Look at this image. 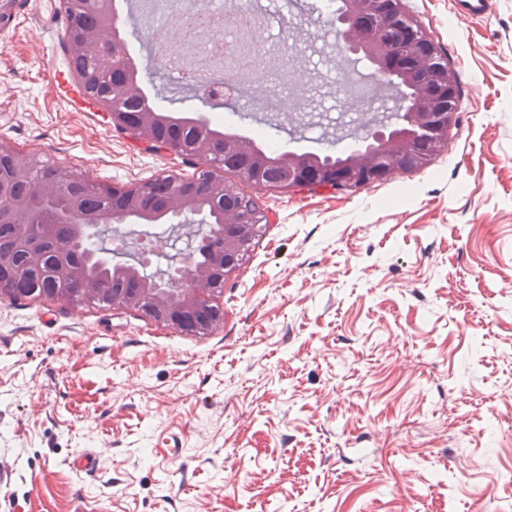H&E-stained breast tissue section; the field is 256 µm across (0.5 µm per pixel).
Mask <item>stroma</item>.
I'll use <instances>...</instances> for the list:
<instances>
[{
  "mask_svg": "<svg viewBox=\"0 0 512 512\" xmlns=\"http://www.w3.org/2000/svg\"><path fill=\"white\" fill-rule=\"evenodd\" d=\"M289 76L271 82L318 129L255 109L204 110L166 70L157 111L262 129L274 154H350L324 120L343 82L390 97L340 52L321 0H286ZM467 19L403 0L456 75L460 104L428 164L334 191L243 186L272 217L226 281L224 322L191 336L96 303L0 302V512H512V0ZM128 51L147 22L119 0ZM41 0L0 31V146L125 185L197 166L104 125L78 79L48 84ZM117 263L172 273L196 241L122 227ZM82 454L96 468L74 469Z\"/></svg>",
  "mask_w": 512,
  "mask_h": 512,
  "instance_id": "obj_1",
  "label": "stroma"
}]
</instances>
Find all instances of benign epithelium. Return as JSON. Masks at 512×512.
<instances>
[{"label":"benign epithelium","mask_w":512,"mask_h":512,"mask_svg":"<svg viewBox=\"0 0 512 512\" xmlns=\"http://www.w3.org/2000/svg\"><path fill=\"white\" fill-rule=\"evenodd\" d=\"M97 21L91 24L81 52L99 58L105 69L124 73L113 89V96L125 98L142 94L144 74L160 70L161 61L144 70H126L127 52L114 41L111 28V0H98ZM345 8L334 14L331 27L336 45L361 53L377 68L382 81L398 79L403 88L401 111L407 115L405 129L384 127L368 129L372 147L366 154L353 156L343 166L313 167L307 155L285 154L269 159L262 149L243 139L220 137L200 129L188 139L174 134L160 137L155 130L157 113L151 110L123 112L117 106L100 101L103 122L124 131L132 139L154 152H167L191 161L203 169V175L185 180L176 173H166L142 184L102 186L122 206V214L98 207L82 196L74 197L69 210L54 216L44 225L42 235H32L30 222L17 221L20 202L12 187L0 183V224L11 225L16 249L0 250V272L13 267L15 256L35 270L51 266L55 288L42 295L50 301L68 300L71 288L104 297L112 307L135 309L144 317L183 333L208 336L224 323V308L216 303L218 289L235 270L241 241L250 237L257 214L244 212L235 205L243 193L224 182L221 171L236 169L245 184L276 185L282 189L309 188L348 190L383 181L407 166L421 163L432 148L444 144L448 129L455 121L450 102L456 87L448 68L437 63L441 56L436 43L428 38L416 21L402 8V0H344ZM199 98L216 109L226 104L223 94L208 85L198 90ZM58 191L55 183H42L28 193L30 217L40 219L37 202ZM223 203V219L206 225L202 238H220L206 261H197L190 253L170 279L178 289L169 290L151 280L137 265L118 266L119 282L101 285L85 272L83 265L69 256L54 253L47 241L67 243L87 228H108L117 222L152 224L165 217L190 223L217 200ZM31 297L19 278L0 276V298L19 300Z\"/></svg>","instance_id":"7a95c632"}]
</instances>
